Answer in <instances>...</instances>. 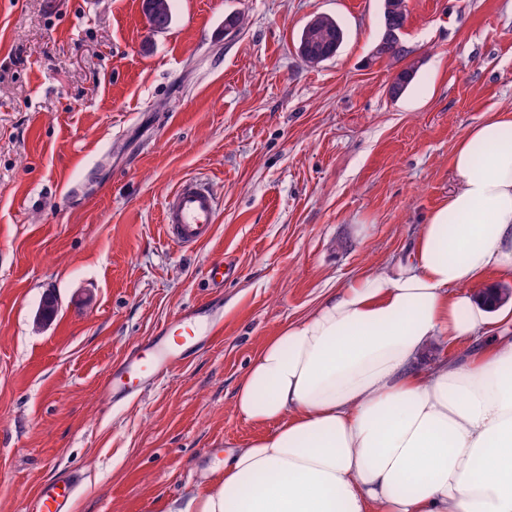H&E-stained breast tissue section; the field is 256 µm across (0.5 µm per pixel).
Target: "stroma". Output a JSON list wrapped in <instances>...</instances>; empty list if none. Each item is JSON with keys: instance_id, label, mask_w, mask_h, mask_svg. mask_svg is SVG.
I'll return each instance as SVG.
<instances>
[{"instance_id": "obj_1", "label": "stroma", "mask_w": 512, "mask_h": 512, "mask_svg": "<svg viewBox=\"0 0 512 512\" xmlns=\"http://www.w3.org/2000/svg\"><path fill=\"white\" fill-rule=\"evenodd\" d=\"M406 5L417 72L395 98L381 0H171L166 35L142 0H0V512L69 472L71 512H164L264 433L232 401L266 340L409 253L458 139L512 112V0ZM318 14L346 39L313 66L296 37ZM186 178L219 204L189 250L163 230ZM202 304L224 309L204 349L101 397L131 346Z\"/></svg>"}]
</instances>
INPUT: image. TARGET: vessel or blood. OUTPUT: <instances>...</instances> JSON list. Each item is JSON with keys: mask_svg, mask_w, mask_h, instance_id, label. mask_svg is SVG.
<instances>
[{"mask_svg": "<svg viewBox=\"0 0 512 512\" xmlns=\"http://www.w3.org/2000/svg\"><path fill=\"white\" fill-rule=\"evenodd\" d=\"M218 215V201L201 182L186 179L166 198L163 223L168 239L184 248L207 241ZM224 320L222 313L196 308L185 311L176 326L162 329L150 337L147 345L128 350L112 369V380L102 387L106 399L128 396L134 381L162 376L176 367L184 347L213 335ZM78 487L72 475H61L41 486L32 506L33 512H69Z\"/></svg>", "mask_w": 512, "mask_h": 512, "instance_id": "b4317fda", "label": "vessel or blood"}]
</instances>
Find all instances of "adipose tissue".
I'll return each mask as SVG.
<instances>
[{"mask_svg":"<svg viewBox=\"0 0 512 512\" xmlns=\"http://www.w3.org/2000/svg\"><path fill=\"white\" fill-rule=\"evenodd\" d=\"M453 188L409 255L282 326L236 386L265 434L227 450L165 512H512V113L458 139ZM475 340L421 368L431 343Z\"/></svg>","mask_w":512,"mask_h":512,"instance_id":"1","label":"adipose tissue"}]
</instances>
